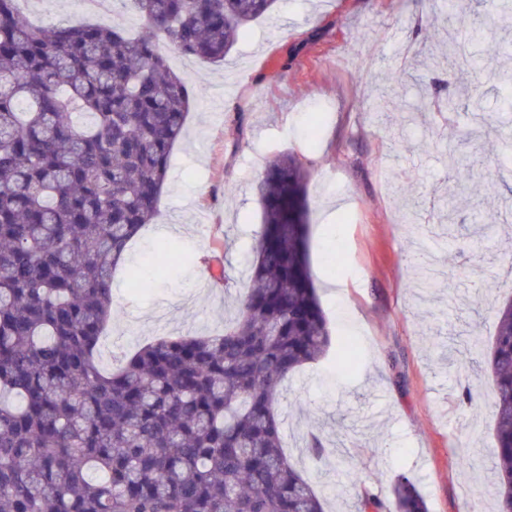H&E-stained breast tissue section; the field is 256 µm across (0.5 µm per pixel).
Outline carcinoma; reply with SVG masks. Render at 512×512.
<instances>
[{
	"label": "carcinoma",
	"mask_w": 512,
	"mask_h": 512,
	"mask_svg": "<svg viewBox=\"0 0 512 512\" xmlns=\"http://www.w3.org/2000/svg\"><path fill=\"white\" fill-rule=\"evenodd\" d=\"M0 0V512H324L283 449L282 384L336 347L309 265L307 173L275 157L235 320L165 336L111 371L100 342L112 272L159 211L193 101L156 50L220 62L275 0H122L141 22L33 28ZM466 39L480 15L448 12ZM466 87L448 111L478 104ZM166 268L181 255L158 245ZM489 366L497 512H512V300ZM358 512H428L400 475Z\"/></svg>",
	"instance_id": "carcinoma-1"
}]
</instances>
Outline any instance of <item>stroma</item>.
<instances>
[{
  "instance_id": "1",
  "label": "stroma",
  "mask_w": 512,
  "mask_h": 512,
  "mask_svg": "<svg viewBox=\"0 0 512 512\" xmlns=\"http://www.w3.org/2000/svg\"><path fill=\"white\" fill-rule=\"evenodd\" d=\"M449 0H276L221 63L176 53L170 66L196 93L159 213L135 243L132 263L152 275L137 286L112 276L113 317L101 340L104 363L162 336L212 335L224 328L235 296L246 291V263L262 225L255 185L275 156H301L308 173L310 262L333 336L357 343L358 371L336 372L331 359L301 369L277 406L285 451L324 502L325 512H355L365 489L387 496L397 475L412 477L429 512H495V411L489 366L473 369L470 336L491 348L497 311L512 298V227L473 235L487 209L512 193V158L498 154L499 133L512 134L493 65L512 59V32L473 41L481 105L494 123L479 133L459 192L470 223L453 237L417 232L448 209L453 145L466 117L419 107L423 74L438 104L460 83L429 66L448 40ZM29 24L62 19L139 30L121 4L95 13L80 0H23ZM405 75L399 108L362 111L361 101L387 73ZM323 127L310 150L313 118ZM431 142L429 151L419 148ZM423 195L416 224L404 223L396 185ZM178 243L184 259L159 271L156 245ZM434 258L416 274L411 252ZM229 275L232 289L209 276ZM476 380L478 402L463 399ZM330 454L318 462L302 448L308 432Z\"/></svg>"
}]
</instances>
